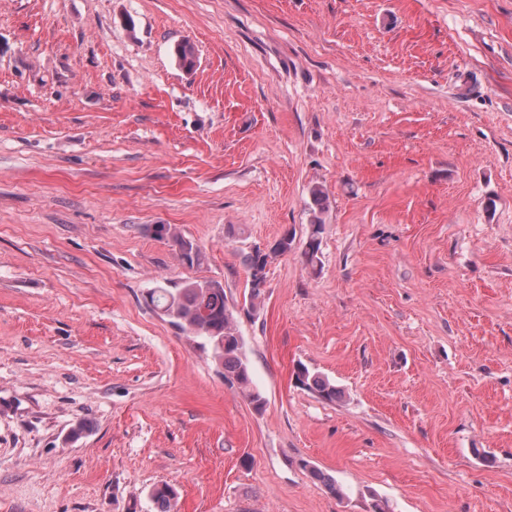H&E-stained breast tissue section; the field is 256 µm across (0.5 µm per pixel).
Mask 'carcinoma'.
Listing matches in <instances>:
<instances>
[{
	"instance_id": "cac0c4a2",
	"label": "carcinoma",
	"mask_w": 512,
	"mask_h": 512,
	"mask_svg": "<svg viewBox=\"0 0 512 512\" xmlns=\"http://www.w3.org/2000/svg\"><path fill=\"white\" fill-rule=\"evenodd\" d=\"M179 64L191 70L197 62L193 43L184 39L175 47ZM307 209L311 219L302 254L307 264L319 262L321 254L324 216L329 211L331 201L328 193L320 185L309 188ZM157 237L167 239L175 248L180 260L190 266H199L204 260L202 249L193 240L178 234L166 224L155 226ZM295 238L284 233L272 244L261 248L255 246L244 255V265L248 272V305L256 308L264 296L266 270L273 259L294 249ZM146 304L161 316L183 331L202 340L203 347L210 350L213 361L224 368V378L237 384L241 393L258 411L265 405V398L253 387L250 367L244 352V344L235 325L234 310L227 303L224 285L219 280L187 281L175 288L156 286L148 290ZM298 385L316 395L317 398L333 403L342 399L344 392L329 378L310 370L299 363L295 368ZM302 469L320 480L325 488L336 496H342L341 488L331 477L323 474L307 460L300 463ZM152 498L159 512H173L174 490L164 484L152 491Z\"/></svg>"
}]
</instances>
